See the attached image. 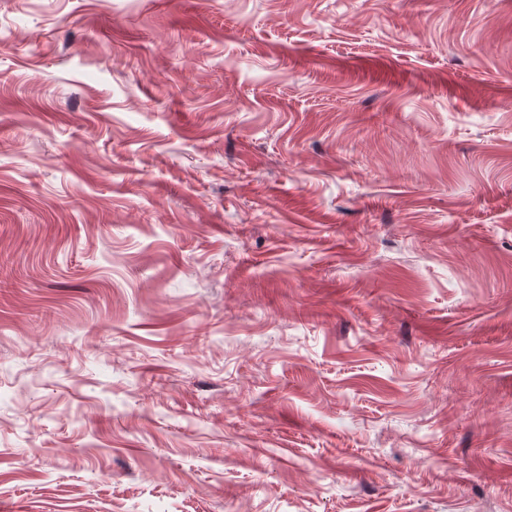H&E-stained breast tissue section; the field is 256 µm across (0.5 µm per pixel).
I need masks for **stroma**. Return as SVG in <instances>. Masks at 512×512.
<instances>
[{
    "instance_id": "35a3bbf8",
    "label": "stroma",
    "mask_w": 512,
    "mask_h": 512,
    "mask_svg": "<svg viewBox=\"0 0 512 512\" xmlns=\"http://www.w3.org/2000/svg\"><path fill=\"white\" fill-rule=\"evenodd\" d=\"M0 512H512V0H0Z\"/></svg>"
}]
</instances>
